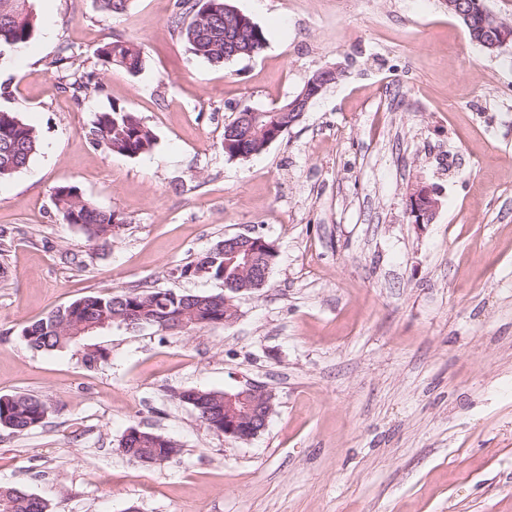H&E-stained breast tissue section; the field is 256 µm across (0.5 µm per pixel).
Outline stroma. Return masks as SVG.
Here are the masks:
<instances>
[{
    "mask_svg": "<svg viewBox=\"0 0 512 512\" xmlns=\"http://www.w3.org/2000/svg\"><path fill=\"white\" fill-rule=\"evenodd\" d=\"M264 50L214 65L187 51L176 0H33L23 77L0 65V109L41 146L0 181V395L48 405L26 434L0 428V483L51 512H512V44L473 43L444 0H229ZM137 42L134 76L98 69L75 101L45 63L61 46L94 62ZM340 77L262 155L229 159L224 127L286 103L316 71ZM117 105L153 151L108 154L86 133ZM72 185L123 224L89 241L56 210ZM437 192L432 223L409 199ZM277 251L233 324L174 335L115 326L86 346L31 350L23 327L89 294L223 293L180 277L224 238ZM103 359L87 364L84 354ZM268 386L276 406L248 442L208 429L176 392ZM177 456L143 467L126 429ZM140 431L145 434L144 439L146 440L147 443L143 449H145L146 451H151L153 450V448H159V456H164L166 457L167 460L180 452L179 447H176L177 443L171 440L170 438L152 431ZM166 459L157 457V461L152 464H161L163 463V461L165 462Z\"/></svg>",
    "mask_w": 512,
    "mask_h": 512,
    "instance_id": "stroma-1",
    "label": "stroma"
}]
</instances>
